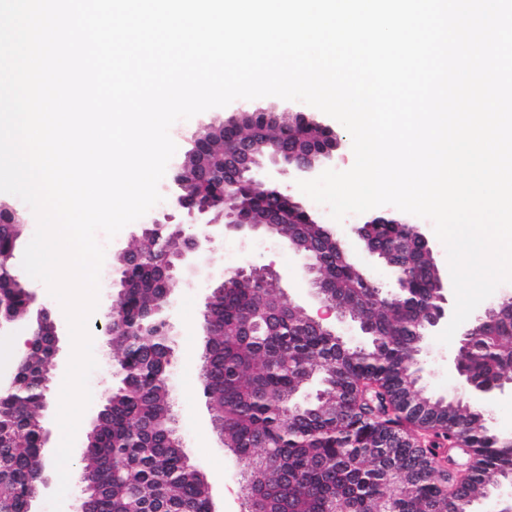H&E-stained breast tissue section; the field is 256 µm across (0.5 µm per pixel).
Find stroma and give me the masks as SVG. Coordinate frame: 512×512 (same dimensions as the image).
<instances>
[{
  "label": "stroma",
  "instance_id": "1",
  "mask_svg": "<svg viewBox=\"0 0 512 512\" xmlns=\"http://www.w3.org/2000/svg\"><path fill=\"white\" fill-rule=\"evenodd\" d=\"M273 104L287 113L304 112L308 109L307 104L300 101H276L270 97L238 99L228 106L212 108L191 119L173 124L170 134L177 145V151L159 184L163 200L144 215L141 221L127 225L116 237L107 241L99 292L101 305L108 303L112 293V268L117 252L129 248L135 242L142 224L163 220L168 213V197L173 189L176 166L182 162L189 149L188 140L191 135L209 125L224 121L239 110L252 111ZM310 209L320 222L329 225L337 237L352 244L353 247L356 241L354 228L370 218L369 213L365 212L349 215L343 221L337 222L332 220L327 206L314 203ZM212 232L215 243L212 249L203 255L197 269L178 274L170 284L174 300V315L171 320L170 402L186 453L191 463L197 465L206 476L213 512H242L244 505L240 467L235 458L225 450L220 436L212 425V412L201 384L208 279L241 266L266 265L280 274L282 299L285 303L300 307L313 316L322 311L323 305L302 267L300 255L283 244L278 237L256 235L245 238L219 225L214 226ZM352 256L354 262L368 277L386 292H397L398 285L391 269L370 261L363 251L355 247ZM29 285L38 294V304L50 308L51 315L58 325L57 354L51 365L52 383L47 405L42 413L44 424L50 432L45 454L51 458L54 457L61 441L56 414L71 351L69 328L64 313L56 310L54 300L45 285L34 279L30 280ZM103 320L100 310L94 311L88 320V331L93 339V354L97 367L89 377L92 402L81 419L82 434L75 439L69 465V489L62 505V512H75L78 506L82 489L80 474L85 453L83 435L92 428L104 403L106 392L113 385L114 350L111 335L102 327ZM437 335V330L428 331L422 344L417 360L421 385L426 394L434 397L466 395L464 380L448 366V361L455 354L457 346L453 343L445 345L438 342Z\"/></svg>",
  "mask_w": 512,
  "mask_h": 512
}]
</instances>
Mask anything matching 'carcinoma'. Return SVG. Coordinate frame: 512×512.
Segmentation results:
<instances>
[{"instance_id":"cac0c4a2","label":"carcinoma","mask_w":512,"mask_h":512,"mask_svg":"<svg viewBox=\"0 0 512 512\" xmlns=\"http://www.w3.org/2000/svg\"><path fill=\"white\" fill-rule=\"evenodd\" d=\"M235 138L270 153L280 145L320 148L321 137L302 124L273 127L264 112H250L244 127L203 131L184 157L181 180L208 194L213 169L236 167L225 154ZM228 203L249 199V210L281 212L275 235L308 260L313 288L368 337L352 347L317 330L286 305L276 280L229 271L227 286L205 305L202 359L204 394L224 447L235 456L243 480L244 512L254 498L268 512H474L487 497L488 478L512 480V444L493 428L482 408L462 398L421 394L414 365L423 323L435 298V271L407 224H377L380 242L402 251L406 290L388 297L342 250L322 225L288 206L282 192L255 185ZM156 228L135 246L122 267L121 323L112 335L119 383L86 438L85 454L95 512H211L203 473L188 460L170 406L169 336L152 311L167 294ZM20 225L0 223V315L32 313L28 293L13 282L7 258ZM269 320L248 321L258 303ZM50 325L34 348L12 366L13 387L0 391V512H32L46 467L45 430L38 411L51 384L56 351ZM456 359L484 386L512 380V296L477 315L458 338ZM314 377L322 389L304 402L299 393ZM468 449L466 476L448 488L441 474L450 451Z\"/></svg>"}]
</instances>
